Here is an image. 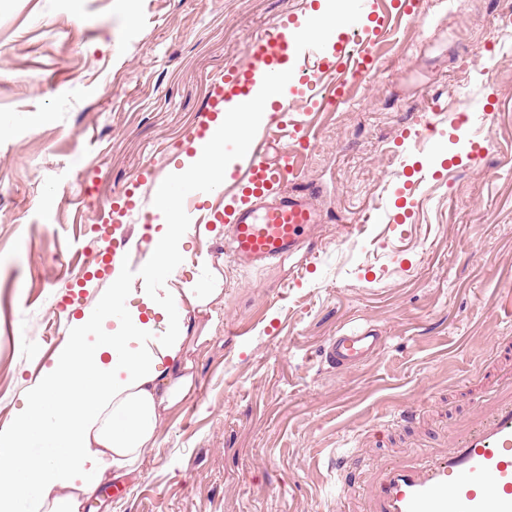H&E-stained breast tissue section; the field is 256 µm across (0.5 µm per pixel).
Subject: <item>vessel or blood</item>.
<instances>
[{
    "label": "vessel or blood",
    "mask_w": 512,
    "mask_h": 512,
    "mask_svg": "<svg viewBox=\"0 0 512 512\" xmlns=\"http://www.w3.org/2000/svg\"><path fill=\"white\" fill-rule=\"evenodd\" d=\"M414 15V0H390L372 29L362 36L347 34L330 59L317 41L301 37L287 22H280L254 37L247 64L228 70L215 84L209 109L217 112L223 102L249 96L260 67L283 57L294 58L316 75L312 96L320 106H327L330 100L343 98L350 82L375 67V46L394 23ZM268 120L283 126L291 142L308 136L304 123L292 117L287 101H279ZM270 149L265 131L247 139L235 163L244 192L230 209L198 208L199 198L213 191L206 181L198 182L194 195L185 201L196 223L226 225L225 254L243 270H262L308 250L309 233L321 221L311 191L282 185L284 173L295 162L290 145L282 147L274 162L268 158ZM111 256L140 274L156 266L152 250L127 239L112 244ZM385 345L381 332L359 326L332 337L323 355L330 366H356L373 359ZM369 499L373 512H512V396L482 409L475 424L460 427L446 455L418 466L379 464Z\"/></svg>",
    "instance_id": "b4317fda"
}]
</instances>
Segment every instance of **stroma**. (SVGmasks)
<instances>
[{"label":"stroma","instance_id":"stroma-1","mask_svg":"<svg viewBox=\"0 0 512 512\" xmlns=\"http://www.w3.org/2000/svg\"><path fill=\"white\" fill-rule=\"evenodd\" d=\"M378 63L339 105L288 107L310 146L288 188L322 214L311 255L260 272L208 248L224 294L190 353L194 390L162 421L141 472L97 487L83 512H370L383 460L448 451L469 417L467 384L493 376L512 337V28L493 0H416ZM320 0H0V432L54 354L42 341L96 313L124 281L101 268L111 238H152L139 210L191 156L209 97L253 36ZM473 119L456 126L462 111ZM348 224L363 232L343 235ZM371 324L369 363L335 371L332 336ZM419 402L410 423L402 410Z\"/></svg>","mask_w":512,"mask_h":512}]
</instances>
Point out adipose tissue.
<instances>
[{
    "instance_id": "obj_1",
    "label": "adipose tissue",
    "mask_w": 512,
    "mask_h": 512,
    "mask_svg": "<svg viewBox=\"0 0 512 512\" xmlns=\"http://www.w3.org/2000/svg\"><path fill=\"white\" fill-rule=\"evenodd\" d=\"M281 89L265 86L221 113L208 131L210 143L187 158L158 189L161 229L153 252L159 266L183 264L185 227L174 185L224 180V139L250 126ZM196 265L210 272L207 287L193 284L163 291L157 311L167 324L156 337L150 322L134 318L124 335L90 340L93 318L77 320L60 347L54 368L37 380L27 413L0 434V512H81L86 499L107 481L139 472L157 447L164 415L194 388L192 364L183 354L195 314L222 294V276L208 251Z\"/></svg>"
}]
</instances>
